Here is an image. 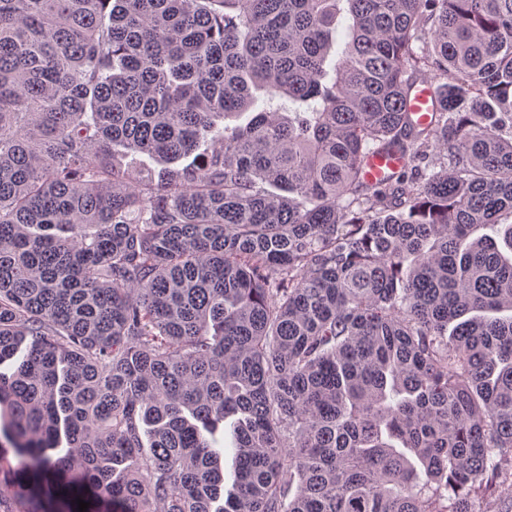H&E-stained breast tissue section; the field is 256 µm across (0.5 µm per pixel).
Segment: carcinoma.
I'll return each instance as SVG.
<instances>
[{"label":"carcinoma","mask_w":512,"mask_h":512,"mask_svg":"<svg viewBox=\"0 0 512 512\" xmlns=\"http://www.w3.org/2000/svg\"><path fill=\"white\" fill-rule=\"evenodd\" d=\"M21 350L0 512H512V0H0ZM442 82H445V79L437 77L433 81V86L436 88L437 84ZM433 86L430 83H423L412 100V111L420 114V120L423 122L428 121L429 113L434 110L436 97ZM401 166L402 162L394 156L376 154L369 159L365 175L369 180L375 181L398 170Z\"/></svg>","instance_id":"carcinoma-1"}]
</instances>
